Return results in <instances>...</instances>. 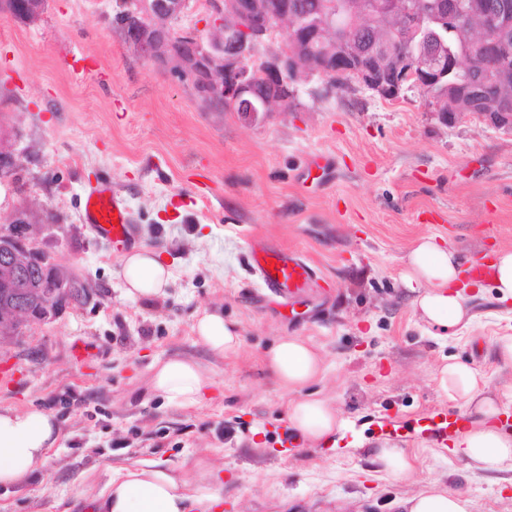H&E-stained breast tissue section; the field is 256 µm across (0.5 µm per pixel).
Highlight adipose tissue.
Wrapping results in <instances>:
<instances>
[{
    "mask_svg": "<svg viewBox=\"0 0 512 512\" xmlns=\"http://www.w3.org/2000/svg\"><path fill=\"white\" fill-rule=\"evenodd\" d=\"M125 295L136 301L162 296L170 272L156 253L142 249L120 260ZM466 261L456 250L441 246L431 235L420 237L407 253L399 280L411 296L426 332L448 338L469 324L471 289L490 284L500 300L512 299V249L495 254L486 280L467 277ZM198 339L216 355L235 351L240 334L223 315L207 312L195 324ZM280 386L296 393L289 403V421L295 434L312 443L339 430L343 422L331 403L316 395L302 396L303 388L323 371L320 353L304 338L285 336L265 355ZM439 391L449 400L463 401L476 422L454 442L455 456L467 466L486 471L512 470V433L495 425L500 400L486 396L484 379L468 363L451 361L436 376ZM211 382L200 365L172 358L158 366L152 389L169 403L189 409L199 406ZM62 438L54 416L40 409L0 408V485L14 486L35 474ZM223 481L215 471L188 483L181 475L154 462H138L116 469L95 498L97 512H209L221 499ZM405 512H469L462 494L439 486L406 499Z\"/></svg>",
    "mask_w": 512,
    "mask_h": 512,
    "instance_id": "obj_1",
    "label": "adipose tissue"
}]
</instances>
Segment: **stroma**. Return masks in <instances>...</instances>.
<instances>
[{"mask_svg":"<svg viewBox=\"0 0 512 512\" xmlns=\"http://www.w3.org/2000/svg\"><path fill=\"white\" fill-rule=\"evenodd\" d=\"M123 0H46L38 20L0 16V146L19 158L0 181V226L29 211L32 245L89 281L87 302L0 339V407L39 408L62 429L58 448L23 486L0 487V512H96L115 468L151 460L189 481L224 474L218 512H402L441 481L470 512H512V470L467 468L418 422L431 409L464 415L437 389L454 358L512 391L495 354L512 335V302L484 289L475 320L436 338L398 280L422 235L469 256L512 248V131L466 112L446 119L416 91L393 101L358 83L298 84V104L248 124L213 110L170 71L140 58L112 23ZM76 59L77 73L62 68ZM111 180L136 228L135 248L171 270L163 296H124L121 250L80 219L83 190ZM299 252L319 280L291 303L261 288L247 240ZM237 323L238 351L210 353L193 326L203 312ZM301 336L326 371L310 392L345 426L329 441L281 454L291 394L266 349ZM197 361L214 385L201 406H172L149 381L172 357ZM405 425L394 441L380 429ZM395 442L413 471L389 476L372 450Z\"/></svg>","mask_w":512,"mask_h":512,"instance_id":"stroma-1","label":"stroma"}]
</instances>
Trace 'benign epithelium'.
I'll return each mask as SVG.
<instances>
[{
    "mask_svg": "<svg viewBox=\"0 0 512 512\" xmlns=\"http://www.w3.org/2000/svg\"><path fill=\"white\" fill-rule=\"evenodd\" d=\"M202 22L211 31L204 37L196 30H174L176 22L191 8V0H135L125 15L124 36L140 57L160 68L178 72L189 80L196 96L207 106L235 112L246 123L256 124L295 100V78L299 40L290 21L298 15L297 0H207ZM44 0H0V13L15 17L20 8L26 22L41 14ZM379 6L376 0H329L315 21L314 34L325 36L336 28V15H347L350 28L359 26L357 17L368 18ZM468 10L480 15L484 35L479 45L486 53L506 50V31L512 26V0L496 6L484 0H468ZM404 27L419 34V15L408 0L401 5ZM283 36V47L259 58V47L274 33ZM334 51L356 62L354 80L383 99L399 97L415 86H426L459 68V60L433 53L423 60L410 59L397 79L376 73L368 56L351 37L335 42ZM261 63L266 82L258 86L250 65ZM478 115L488 124L512 130V112ZM28 223L26 212L16 211L8 227L0 226V338L15 336L27 327L55 317L64 308L87 301L92 286L64 273L41 256L21 234Z\"/></svg>",
    "mask_w": 512,
    "mask_h": 512,
    "instance_id": "benign-epithelium-1",
    "label": "benign epithelium"
}]
</instances>
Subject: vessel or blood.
<instances>
[{
  "instance_id": "b4317fda",
  "label": "vessel or blood",
  "mask_w": 512,
  "mask_h": 512,
  "mask_svg": "<svg viewBox=\"0 0 512 512\" xmlns=\"http://www.w3.org/2000/svg\"><path fill=\"white\" fill-rule=\"evenodd\" d=\"M81 219L89 224L98 238L119 247L134 242L133 226L123 198L113 190L111 181L100 180L89 185L82 197ZM252 266L263 288L295 297L317 278L314 265L303 256L271 245L250 247ZM429 429L440 436L455 432L461 422L458 415L441 410L425 416Z\"/></svg>"
}]
</instances>
